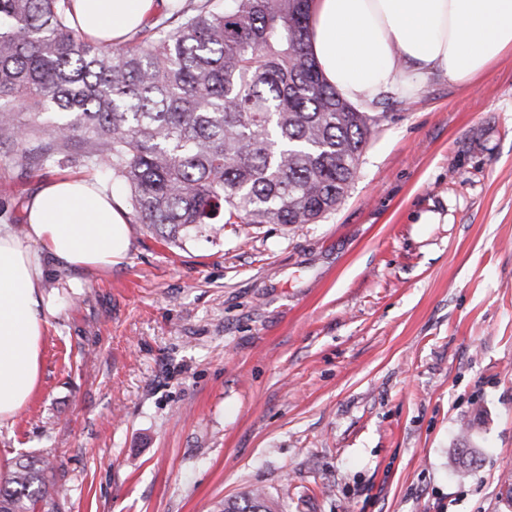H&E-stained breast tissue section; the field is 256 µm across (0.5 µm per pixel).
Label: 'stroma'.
Instances as JSON below:
<instances>
[{"label":"stroma","instance_id":"obj_1","mask_svg":"<svg viewBox=\"0 0 512 512\" xmlns=\"http://www.w3.org/2000/svg\"><path fill=\"white\" fill-rule=\"evenodd\" d=\"M369 112L358 174L317 223L179 247L135 223L120 265L48 268L41 384L0 428V479L49 452L64 512H217L256 488L279 512H512V55ZM84 173L0 147V224ZM473 427L474 423L469 420L462 423L459 428V441L461 447L458 448L460 455L458 463L461 465L460 472L462 474L468 473L469 470L473 469V467L478 463V451L475 448L470 447L468 444Z\"/></svg>","mask_w":512,"mask_h":512}]
</instances>
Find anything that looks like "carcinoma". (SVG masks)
I'll return each mask as SVG.
<instances>
[{
  "mask_svg": "<svg viewBox=\"0 0 512 512\" xmlns=\"http://www.w3.org/2000/svg\"><path fill=\"white\" fill-rule=\"evenodd\" d=\"M312 0H200L133 44L89 41L71 0H0V146L39 168L79 164L128 190L167 245L226 224H315L346 195L377 119L342 99L308 50ZM472 421L460 472L478 463ZM50 455H21L0 512H61ZM220 512H273L256 489Z\"/></svg>",
  "mask_w": 512,
  "mask_h": 512,
  "instance_id": "cac0c4a2",
  "label": "carcinoma"
}]
</instances>
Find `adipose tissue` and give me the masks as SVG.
Masks as SVG:
<instances>
[{
  "label": "adipose tissue",
  "instance_id": "adipose-tissue-1",
  "mask_svg": "<svg viewBox=\"0 0 512 512\" xmlns=\"http://www.w3.org/2000/svg\"><path fill=\"white\" fill-rule=\"evenodd\" d=\"M88 37L115 44L143 26L156 0H72ZM309 51L328 85L357 107L411 93L431 75L465 84L512 53V0H313ZM131 246L122 201L94 177L48 182L22 232L0 225V427L12 425L41 379L47 317L44 258L62 270L109 268Z\"/></svg>",
  "mask_w": 512,
  "mask_h": 512
}]
</instances>
